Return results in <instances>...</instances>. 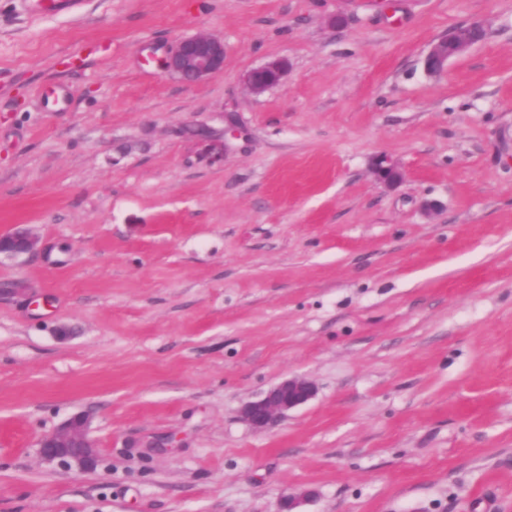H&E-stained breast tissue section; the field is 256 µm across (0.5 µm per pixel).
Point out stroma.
<instances>
[{
  "mask_svg": "<svg viewBox=\"0 0 512 512\" xmlns=\"http://www.w3.org/2000/svg\"><path fill=\"white\" fill-rule=\"evenodd\" d=\"M199 32L224 72L189 85L160 61ZM17 224L0 512H512V0H0ZM295 375L312 400L240 420ZM80 412L93 471L36 448ZM487 29L483 23L474 22L456 28L447 38L434 43L424 57V69L439 73L448 67V61L465 55L472 47L485 40ZM285 69V61H269L246 74V86L252 94L260 95L281 82ZM373 173L377 181L387 187L400 183L404 178L400 165L387 156L378 157L374 161ZM39 237L28 224H17L7 233L0 234V257H17L39 249Z\"/></svg>",
  "mask_w": 512,
  "mask_h": 512,
  "instance_id": "stroma-1",
  "label": "stroma"
}]
</instances>
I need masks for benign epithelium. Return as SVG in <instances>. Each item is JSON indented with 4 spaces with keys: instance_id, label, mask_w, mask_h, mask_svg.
Masks as SVG:
<instances>
[{
    "instance_id": "1",
    "label": "benign epithelium",
    "mask_w": 512,
    "mask_h": 512,
    "mask_svg": "<svg viewBox=\"0 0 512 512\" xmlns=\"http://www.w3.org/2000/svg\"><path fill=\"white\" fill-rule=\"evenodd\" d=\"M484 24L474 22L456 28L448 37L434 43L424 57V69L439 73L448 67V61L466 54L485 40ZM224 40L208 34H196L180 40L164 60L163 68L187 83L205 81L224 72ZM283 60L269 61L250 70L246 76L248 90L260 95L278 85L285 73ZM373 173L381 184L391 187L400 183L404 172L400 165L387 156L377 158ZM39 249V237L27 224H16L7 233L0 234V256L17 257ZM316 393L312 381L288 377L272 386L261 398L245 404L241 419L255 431L273 427L289 411L310 401ZM90 417L78 413L56 430L37 441L39 455L48 461L74 464L92 469L99 461L97 443L89 435Z\"/></svg>"
}]
</instances>
